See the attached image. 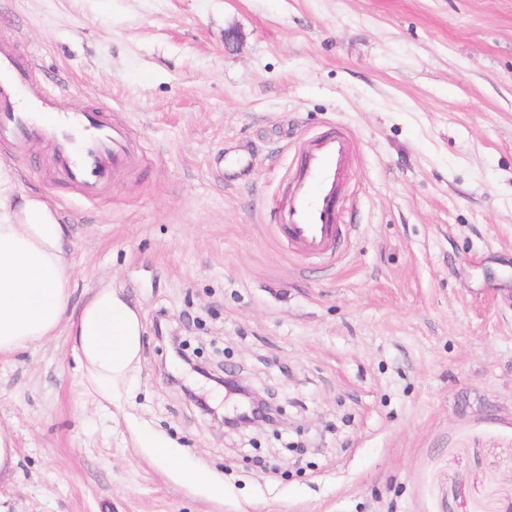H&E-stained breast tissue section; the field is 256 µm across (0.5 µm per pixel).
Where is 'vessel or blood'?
<instances>
[{
    "label": "vessel or blood",
    "mask_w": 512,
    "mask_h": 512,
    "mask_svg": "<svg viewBox=\"0 0 512 512\" xmlns=\"http://www.w3.org/2000/svg\"><path fill=\"white\" fill-rule=\"evenodd\" d=\"M32 72V66L20 64L0 46V140L11 141L19 150L36 138L52 140L62 179L86 198H99L112 176L135 161L127 129L102 114L70 109L65 97L37 85ZM13 89L26 93V107L17 108L9 96ZM348 168L349 141L344 134H323L302 146L282 225L299 254H334Z\"/></svg>",
    "instance_id": "1"
}]
</instances>
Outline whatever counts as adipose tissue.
Segmentation results:
<instances>
[{"label": "adipose tissue", "mask_w": 512, "mask_h": 512, "mask_svg": "<svg viewBox=\"0 0 512 512\" xmlns=\"http://www.w3.org/2000/svg\"><path fill=\"white\" fill-rule=\"evenodd\" d=\"M66 236L56 208L39 194L17 192L13 168L1 163L0 356L67 330L85 377L108 399L139 360L140 319L109 287L71 307L74 269Z\"/></svg>", "instance_id": "1"}]
</instances>
